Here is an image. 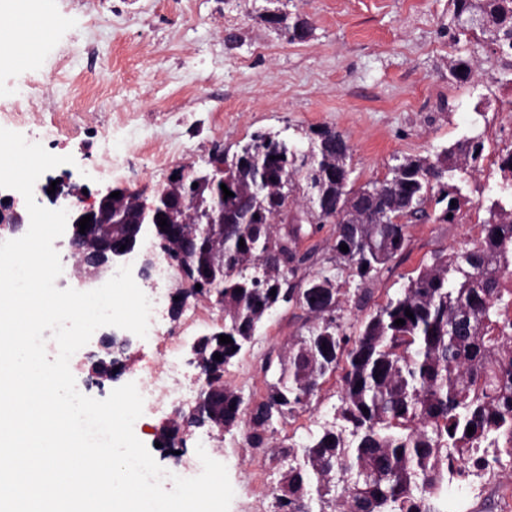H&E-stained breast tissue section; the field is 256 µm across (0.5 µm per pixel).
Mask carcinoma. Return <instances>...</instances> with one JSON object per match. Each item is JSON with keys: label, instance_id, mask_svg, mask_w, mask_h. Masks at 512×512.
Segmentation results:
<instances>
[{"label": "carcinoma", "instance_id": "carcinoma-1", "mask_svg": "<svg viewBox=\"0 0 512 512\" xmlns=\"http://www.w3.org/2000/svg\"><path fill=\"white\" fill-rule=\"evenodd\" d=\"M449 2L458 33L495 54L512 51V0ZM313 134L310 155L292 143L283 155L272 146L279 136L253 134L224 172L234 196L222 209L219 185L199 196L189 179L162 188L182 199L176 212L184 223L157 234L170 257L204 272L197 294L222 296L224 335L232 339L221 344L213 334L197 346L215 396L212 419L226 430L244 424L254 447H263L274 422L307 405L344 352L336 408L343 428L325 429L303 448L302 460L289 465L275 512H314L315 500L334 503L332 512H443L448 454L462 456L476 444L512 451V290L499 287L512 276V197L491 201L477 244L434 255L353 338L336 318L340 288L329 310L322 306L324 289L311 290L302 306L316 324L280 363L267 397L249 409L224 385V366L295 292L290 281L307 260L296 254L303 225H336V258L360 279L372 278L405 249L406 225L390 219L410 203L421 206L412 218L427 219L433 200L445 204L437 219L453 222L465 198V175L484 152L481 135H466L433 159L406 158L384 179L357 187L346 137L330 128ZM499 169L507 191L512 151L500 158ZM285 213L289 227L282 225ZM397 319L405 324L395 325Z\"/></svg>", "mask_w": 512, "mask_h": 512}]
</instances>
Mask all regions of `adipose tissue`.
Segmentation results:
<instances>
[{
	"label": "adipose tissue",
	"mask_w": 512,
	"mask_h": 512,
	"mask_svg": "<svg viewBox=\"0 0 512 512\" xmlns=\"http://www.w3.org/2000/svg\"><path fill=\"white\" fill-rule=\"evenodd\" d=\"M54 13L55 0H35L34 8L24 11L0 8V53L34 63L44 43V22Z\"/></svg>",
	"instance_id": "adipose-tissue-1"
}]
</instances>
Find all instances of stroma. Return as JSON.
I'll return each mask as SVG.
<instances>
[{
  "instance_id": "stroma-1",
  "label": "stroma",
  "mask_w": 512,
  "mask_h": 512,
  "mask_svg": "<svg viewBox=\"0 0 512 512\" xmlns=\"http://www.w3.org/2000/svg\"><path fill=\"white\" fill-rule=\"evenodd\" d=\"M288 22L307 20L305 39L294 40ZM453 57L469 59L473 73L459 81L448 72ZM40 97L44 108L25 122L1 120L0 127L36 142L40 124L61 125L50 153L74 161L47 173L92 202L100 190L126 186L152 203L171 175L205 167L215 147L233 154L258 131L282 132L307 148L311 129L342 132L352 150V180L363 185L384 179L406 157L430 156L469 133L481 134L485 150L468 179L461 216L409 222L407 246L379 277L363 282L338 266L340 322L348 334L416 276L433 254L451 253L477 241L501 173L498 154L512 150V58L492 54L484 43L448 27V0H56L55 22L36 63L0 61V103L17 92ZM111 145V172H99L104 145ZM336 227L302 233L298 250L311 252L299 276L311 277L334 257ZM369 300L353 303L357 285ZM204 322L185 328L172 311L158 333L140 338L106 326L70 360L78 389L103 399L113 389L138 382L172 334L186 361L193 343L223 331L224 309L194 295ZM315 318L289 304L271 311L251 343L224 368L225 385L245 402L261 401L272 380L267 361L286 355L307 336ZM128 340L126 365L118 378L97 374L98 360H111L104 336ZM340 375L324 378L310 403L275 421L266 447H253L245 426L222 431L187 425V406L145 413L134 424L137 438L164 469L192 459L201 440L223 448L235 495L229 512H274V496L289 460L282 448L298 451L334 421ZM178 429L173 448L158 446L163 424Z\"/></svg>"
}]
</instances>
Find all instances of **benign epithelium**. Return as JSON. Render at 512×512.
<instances>
[{
    "mask_svg": "<svg viewBox=\"0 0 512 512\" xmlns=\"http://www.w3.org/2000/svg\"><path fill=\"white\" fill-rule=\"evenodd\" d=\"M209 167L205 173L193 176L197 183L196 191L209 188L217 181V177L224 175L227 169L224 151L216 150L208 160ZM120 192L122 196H130L137 203V221L131 223V216L126 210L113 205L110 198L113 192ZM167 197L164 193L157 194L151 204H146L140 195L127 187H108L99 192L98 202L83 206L80 202H70L64 206L68 211V223L71 224L69 244L81 253V267L86 270V276L79 280L80 286L92 288L96 283L112 276V271L118 269V262L129 259L135 251L138 242L145 236L153 233V224L158 214L164 212L168 215L169 223L175 224L177 220L172 210L165 208ZM91 215L90 227L85 233H80L78 222L81 218ZM30 218L25 208H20L11 195H0V226L9 229L12 234L17 233L22 226L29 223ZM108 224H123L131 239L128 247L122 251L112 249L109 237L100 230V226Z\"/></svg>",
    "mask_w": 512,
    "mask_h": 512,
    "instance_id": "7a95c632",
    "label": "benign epithelium"
}]
</instances>
